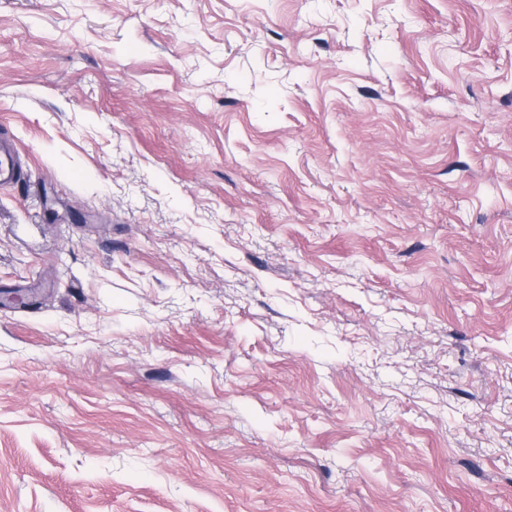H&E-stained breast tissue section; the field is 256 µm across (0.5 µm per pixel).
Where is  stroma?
<instances>
[{"mask_svg":"<svg viewBox=\"0 0 512 512\" xmlns=\"http://www.w3.org/2000/svg\"><path fill=\"white\" fill-rule=\"evenodd\" d=\"M0 130V512H512V0H0Z\"/></svg>","mask_w":512,"mask_h":512,"instance_id":"stroma-1","label":"stroma"}]
</instances>
